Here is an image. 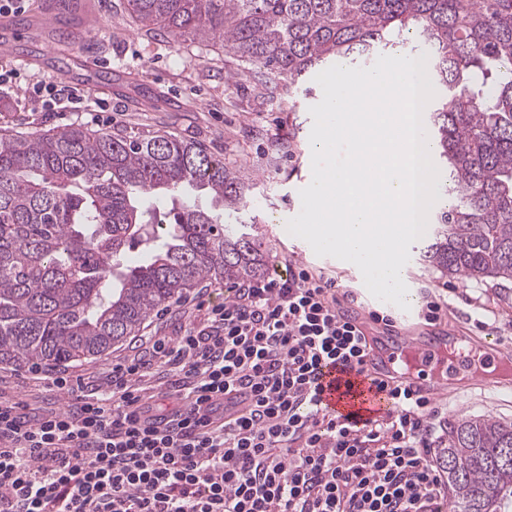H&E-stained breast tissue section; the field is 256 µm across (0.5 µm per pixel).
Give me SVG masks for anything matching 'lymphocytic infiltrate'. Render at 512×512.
<instances>
[{
    "label": "lymphocytic infiltrate",
    "mask_w": 512,
    "mask_h": 512,
    "mask_svg": "<svg viewBox=\"0 0 512 512\" xmlns=\"http://www.w3.org/2000/svg\"><path fill=\"white\" fill-rule=\"evenodd\" d=\"M366 337L334 279L303 266L235 285L184 335L138 346L67 408L0 401V512H443L442 411L390 387L357 425L323 412V366H361ZM180 407L153 413L142 388Z\"/></svg>",
    "instance_id": "obj_1"
}]
</instances>
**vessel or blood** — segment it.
Returning a JSON list of instances; mask_svg holds the SVG:
<instances>
[{"label":"vessel or blood","instance_id":"b4317fda","mask_svg":"<svg viewBox=\"0 0 512 512\" xmlns=\"http://www.w3.org/2000/svg\"><path fill=\"white\" fill-rule=\"evenodd\" d=\"M366 334L371 349L364 365L345 370L329 365L319 379L324 411L350 416L357 424L392 412L382 389L386 383H402L439 400L447 387V369L472 343L455 328L426 337L394 323L367 329Z\"/></svg>","mask_w":512,"mask_h":512}]
</instances>
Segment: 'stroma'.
Returning <instances> with one entry per match:
<instances>
[{
  "label": "stroma",
  "instance_id": "35a3bbf8",
  "mask_svg": "<svg viewBox=\"0 0 512 512\" xmlns=\"http://www.w3.org/2000/svg\"><path fill=\"white\" fill-rule=\"evenodd\" d=\"M94 20L77 48L61 47L48 31L11 35L13 53L0 56V70L12 80L0 87L8 104L0 109V133L27 136L76 126L71 109L45 108L35 95L37 83L86 85L84 106L99 103L112 110V132L151 135L169 132L205 145L225 167L254 181L250 208L229 223L255 221L266 271L284 275L301 261L310 270L336 280L357 297L361 310H374L359 273L330 256L303 251L301 238L285 230L301 210L300 191L311 176L310 107L323 92L316 81L289 101L269 97L255 74L236 57L210 44L179 47L166 36L144 37L125 10V0H93ZM424 241L412 245L406 278L419 301L440 295L448 301L439 323L457 326L477 340L493 338L512 355V282H477L451 278L421 261ZM204 317L195 302L172 303L152 315L140 330L144 336H180ZM446 423L491 415L512 423V383H477L461 376L447 385ZM0 397L28 408L51 402L66 407V391L46 395L33 377L0 373Z\"/></svg>",
  "mask_w": 512,
  "mask_h": 512
}]
</instances>
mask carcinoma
<instances>
[{
  "instance_id": "1",
  "label": "carcinoma",
  "mask_w": 512,
  "mask_h": 512,
  "mask_svg": "<svg viewBox=\"0 0 512 512\" xmlns=\"http://www.w3.org/2000/svg\"><path fill=\"white\" fill-rule=\"evenodd\" d=\"M147 35L207 42L279 97L341 59L428 46L425 121L453 204L423 260L512 281V0H126ZM252 185L196 142L82 127L0 134V364L102 356L198 283L263 274ZM440 459L450 512H512V424L453 423Z\"/></svg>"
}]
</instances>
